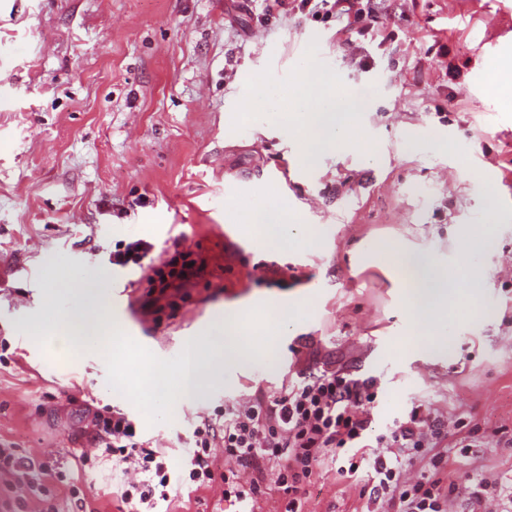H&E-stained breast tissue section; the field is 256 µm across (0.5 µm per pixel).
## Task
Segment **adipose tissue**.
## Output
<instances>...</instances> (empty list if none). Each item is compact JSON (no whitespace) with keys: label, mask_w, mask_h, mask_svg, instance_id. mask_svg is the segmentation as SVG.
<instances>
[{"label":"adipose tissue","mask_w":512,"mask_h":512,"mask_svg":"<svg viewBox=\"0 0 512 512\" xmlns=\"http://www.w3.org/2000/svg\"><path fill=\"white\" fill-rule=\"evenodd\" d=\"M357 109L352 96L333 95L321 77L303 76L291 119L304 138L305 157L313 158L318 150L345 141L349 135L347 117ZM383 256L416 326L411 348L435 352L446 349L443 322L460 303L479 307V274L461 278L444 262L400 245L385 249Z\"/></svg>","instance_id":"1"}]
</instances>
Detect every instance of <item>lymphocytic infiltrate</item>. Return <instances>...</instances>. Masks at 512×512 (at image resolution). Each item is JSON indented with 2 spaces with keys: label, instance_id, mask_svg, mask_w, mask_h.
<instances>
[{
  "label": "lymphocytic infiltrate",
  "instance_id": "lymphocytic-infiltrate-1",
  "mask_svg": "<svg viewBox=\"0 0 512 512\" xmlns=\"http://www.w3.org/2000/svg\"><path fill=\"white\" fill-rule=\"evenodd\" d=\"M265 13L297 11L331 16L347 28L370 34L381 28L374 0H262ZM153 243L119 242L112 263L120 268H148L151 304L166 299L204 270V261L189 249L152 261ZM375 383L342 370L326 368L272 395L260 394L225 403L223 413L200 417L193 426L188 453L171 464L156 447L141 441L133 422L121 410L91 414L99 451L115 456L127 479L117 492L119 512H156L183 487L198 489L219 482L224 501L236 512H251L254 502L278 491L283 512H303V500L316 468L334 460L343 478L356 479L362 466L371 469V488H360L382 512H448L456 484L448 476V428L428 409L415 407L386 433L373 429L368 406ZM224 467L216 469V450ZM424 450L419 478L404 480L403 456ZM63 472L57 463L0 448V482L13 492V512L36 503L39 512H83L78 487L59 496L55 482Z\"/></svg>",
  "mask_w": 512,
  "mask_h": 512
}]
</instances>
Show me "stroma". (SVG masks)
I'll return each mask as SVG.
<instances>
[{"mask_svg":"<svg viewBox=\"0 0 512 512\" xmlns=\"http://www.w3.org/2000/svg\"><path fill=\"white\" fill-rule=\"evenodd\" d=\"M388 15L391 40L347 54L335 20L266 17L257 0H0V444L63 462L91 512H116L124 476L96 456L89 409H122L176 461L197 417L327 365L374 379L376 431L418 405L478 426L480 447L448 451L452 512L472 470L512 475V450L497 443L512 435V86L489 84L512 61V0H416ZM309 70L365 109L348 143L308 163L301 133L271 109L291 105ZM269 203L313 243L264 248L246 224ZM131 237L160 252L179 238L206 260L176 317L143 310L137 270L125 309L101 304L160 358L216 316L293 308L267 361L224 372L153 425L109 388L100 354L30 337L67 304L59 271L112 274V249ZM393 241L482 277V313L458 308L447 351L403 346L412 324L377 251ZM363 505L328 462L304 512Z\"/></svg>","mask_w":512,"mask_h":512,"instance_id":"1","label":"stroma"}]
</instances>
